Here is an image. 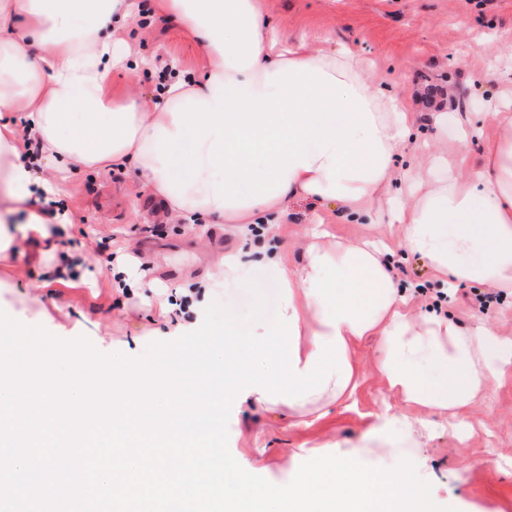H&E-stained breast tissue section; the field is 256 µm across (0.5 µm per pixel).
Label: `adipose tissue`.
I'll use <instances>...</instances> for the list:
<instances>
[{"label": "adipose tissue", "mask_w": 512, "mask_h": 512, "mask_svg": "<svg viewBox=\"0 0 512 512\" xmlns=\"http://www.w3.org/2000/svg\"><path fill=\"white\" fill-rule=\"evenodd\" d=\"M209 61L207 73L170 81L161 104L113 103L112 70L128 52L113 26L132 0H0V262L15 258L17 237L51 232L32 199L35 180L21 158L20 120H28L46 163L71 168L130 164L142 191L175 217L212 224H273L292 200L315 197L351 218L375 215L399 225L406 248L456 283L512 295V106L485 113L499 129L479 168L448 161L440 138L425 145L409 202L378 211L395 178V156L413 117L407 103L372 84L364 58L346 49L284 41L259 0H156ZM82 127L70 130L71 113ZM30 221L9 223L20 208ZM313 235L302 264L263 258L273 274L275 315L249 326L175 318L166 336L200 338L212 366H228L208 395L211 414L229 406L303 411L351 398L353 354L377 337L376 369L410 406L447 414L466 433L462 412L512 368V342L486 325L462 328L438 314L414 316L376 244L327 245ZM261 333L273 353L260 366L229 365L224 344Z\"/></svg>", "instance_id": "obj_1"}]
</instances>
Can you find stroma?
<instances>
[{
    "mask_svg": "<svg viewBox=\"0 0 512 512\" xmlns=\"http://www.w3.org/2000/svg\"><path fill=\"white\" fill-rule=\"evenodd\" d=\"M134 18L118 31V43L140 57L172 61L178 72L200 75L208 60L175 24L152 13L153 0H134ZM270 23L289 40H307L314 47H346L370 65L369 74L384 82L408 102L414 124L398 152V180L414 172V161L430 140L434 105L447 104L453 118L448 154H467L471 166H480L481 145L498 135L485 123L484 112L512 96V61L503 56L512 44V0H261ZM164 74L158 70L113 71L107 90L112 98L128 96L148 101L159 98ZM477 126L479 137L460 141L459 126ZM75 222L69 238H58L51 251L26 252L11 266H0V310L24 314L29 325L72 341L86 337L99 353L120 349L135 358L152 339L147 332L163 329L161 317L146 319L141 301L147 290L138 270L147 261L155 270L159 291L177 293L186 283L210 279L205 305L208 323L231 318L252 324L260 312H274L277 296L258 259L263 241L252 238L237 281L224 280V248L235 243L236 224H204L189 231L188 222L167 216L159 201L142 192L132 165L82 169L60 182ZM323 224L331 241L382 239L392 260V275L409 288L415 314L440 307L461 326H490L503 341L512 340V296L486 308L471 304L477 286L448 287L403 243L400 227L352 222L340 209L314 198L291 202L288 218L274 225L273 243H285L289 267H296L310 240L314 224ZM114 236L133 254L122 269L134 287L119 294L112 288V272L101 241ZM79 250L86 258L82 287L59 283L43 287L45 274L67 252ZM443 293L440 304L430 297ZM379 354L375 338L356 350L359 387L354 399L327 406L324 417L314 409L275 412L232 408L228 448L239 465L271 483L284 485L309 459L360 447L376 415L388 411L423 421L428 429L411 459L418 477L431 486L438 505L456 512H512V379L490 383L485 402L467 413L471 431L457 438L446 415L407 407L388 392L374 370ZM375 424V423H374Z\"/></svg>",
    "mask_w": 512,
    "mask_h": 512,
    "instance_id": "stroma-1",
    "label": "stroma"
}]
</instances>
